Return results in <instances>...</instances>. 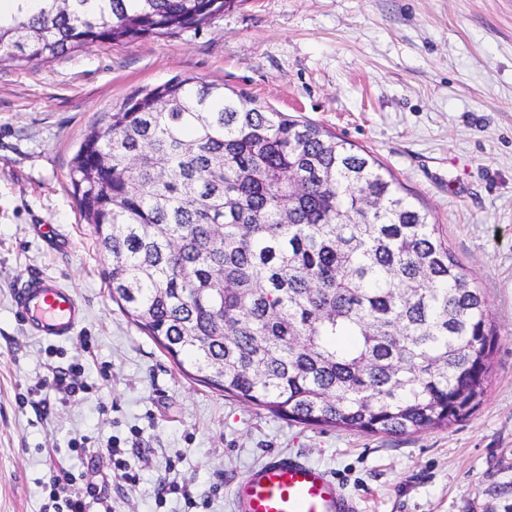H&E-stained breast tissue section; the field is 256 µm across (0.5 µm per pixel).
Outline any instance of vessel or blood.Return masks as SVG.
Returning <instances> with one entry per match:
<instances>
[{
    "mask_svg": "<svg viewBox=\"0 0 512 512\" xmlns=\"http://www.w3.org/2000/svg\"><path fill=\"white\" fill-rule=\"evenodd\" d=\"M14 306L31 334L41 338H68L84 320L76 296L44 273L18 285ZM233 496L235 512H360L357 499L326 469L285 452L270 454L240 477Z\"/></svg>",
    "mask_w": 512,
    "mask_h": 512,
    "instance_id": "vessel-or-blood-1",
    "label": "vessel or blood"
}]
</instances>
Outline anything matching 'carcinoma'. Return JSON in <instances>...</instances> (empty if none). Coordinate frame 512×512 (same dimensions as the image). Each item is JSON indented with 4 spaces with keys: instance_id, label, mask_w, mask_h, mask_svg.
<instances>
[{
    "instance_id": "obj_1",
    "label": "carcinoma",
    "mask_w": 512,
    "mask_h": 512,
    "mask_svg": "<svg viewBox=\"0 0 512 512\" xmlns=\"http://www.w3.org/2000/svg\"><path fill=\"white\" fill-rule=\"evenodd\" d=\"M0 64L210 24L235 0H45ZM114 300L180 370L278 417L367 435L482 404L497 331L426 211L354 145L189 76L132 94L70 173Z\"/></svg>"
}]
</instances>
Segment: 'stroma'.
<instances>
[{
    "label": "stroma",
    "mask_w": 512,
    "mask_h": 512,
    "mask_svg": "<svg viewBox=\"0 0 512 512\" xmlns=\"http://www.w3.org/2000/svg\"><path fill=\"white\" fill-rule=\"evenodd\" d=\"M177 75L363 147L429 212L498 331L474 414L397 436L291 422L182 374L113 302L73 158L132 93ZM33 272L85 307L73 336H34L16 313ZM75 363L92 391L65 401L52 372ZM72 441L138 455L134 486L73 465L116 512H184L155 501L172 473L205 512H234V481L274 451L325 468L363 512H512V0H236L196 30L0 65V512H43Z\"/></svg>",
    "instance_id": "1"
}]
</instances>
